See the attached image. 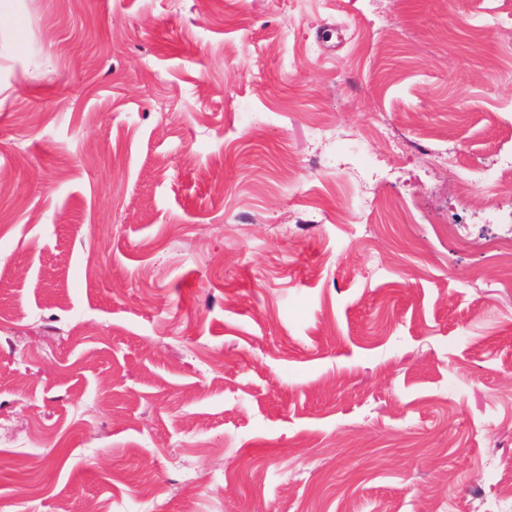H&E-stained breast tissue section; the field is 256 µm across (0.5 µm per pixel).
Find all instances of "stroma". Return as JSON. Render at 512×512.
Wrapping results in <instances>:
<instances>
[{
    "label": "stroma",
    "mask_w": 512,
    "mask_h": 512,
    "mask_svg": "<svg viewBox=\"0 0 512 512\" xmlns=\"http://www.w3.org/2000/svg\"><path fill=\"white\" fill-rule=\"evenodd\" d=\"M498 11L0 0V512H512Z\"/></svg>",
    "instance_id": "obj_1"
}]
</instances>
